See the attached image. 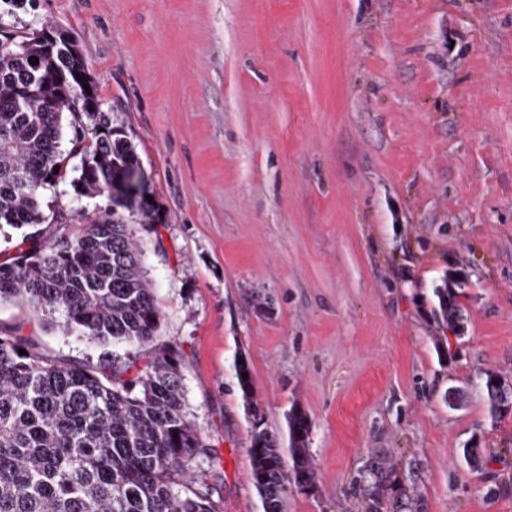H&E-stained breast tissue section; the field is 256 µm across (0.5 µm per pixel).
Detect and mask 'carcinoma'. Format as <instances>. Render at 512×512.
I'll return each mask as SVG.
<instances>
[{"label":"carcinoma","instance_id":"obj_1","mask_svg":"<svg viewBox=\"0 0 512 512\" xmlns=\"http://www.w3.org/2000/svg\"><path fill=\"white\" fill-rule=\"evenodd\" d=\"M56 40L0 42V227L46 222L42 190L64 178L63 118L82 156L69 185L74 194L108 192L112 211L76 233L41 241L22 236L18 253L0 262V303L27 306L44 323L100 344H155L161 311L126 216L160 224L142 194L144 177L132 141L98 95L86 100L78 77L90 74L83 51ZM39 58L34 65L29 58ZM450 274L433 288L436 319L464 330ZM25 354H19V350ZM234 364L250 431L249 480L260 512H286L288 486H315L308 450L310 421L289 410L288 448L263 427L247 361ZM112 361L96 369L45 356L21 335H0V512H216L214 484L188 475L214 463L216 452L185 412L181 352L156 344L152 360ZM482 379L491 415L512 406V388ZM392 467L371 459L363 490L371 512H424L419 495L391 479Z\"/></svg>","mask_w":512,"mask_h":512}]
</instances>
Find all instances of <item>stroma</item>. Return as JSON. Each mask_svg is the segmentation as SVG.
I'll return each instance as SVG.
<instances>
[{
	"label": "stroma",
	"mask_w": 512,
	"mask_h": 512,
	"mask_svg": "<svg viewBox=\"0 0 512 512\" xmlns=\"http://www.w3.org/2000/svg\"><path fill=\"white\" fill-rule=\"evenodd\" d=\"M46 22L79 42L165 217L135 236L217 512H259L239 355L268 429L295 406L311 423L316 486L287 512H369L377 455L426 512H512V410L490 416L481 387L512 382V0H0L16 34ZM42 201L81 214L43 240L112 206L65 180ZM451 272L460 336L432 314ZM0 333L92 367L154 353L12 303Z\"/></svg>",
	"instance_id": "35a3bbf8"
}]
</instances>
